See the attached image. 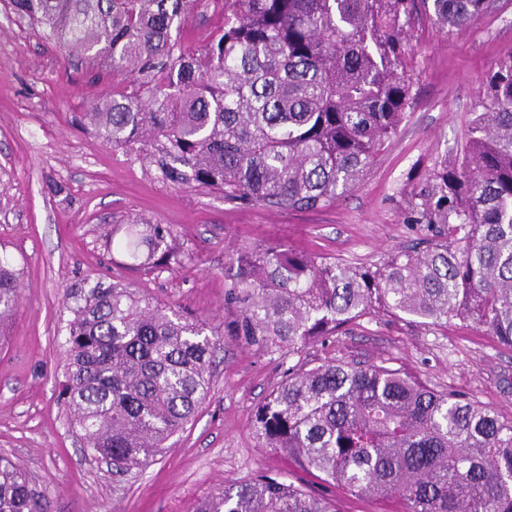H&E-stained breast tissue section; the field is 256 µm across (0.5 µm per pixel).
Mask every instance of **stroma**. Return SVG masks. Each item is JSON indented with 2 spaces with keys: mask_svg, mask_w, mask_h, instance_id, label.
Instances as JSON below:
<instances>
[{
  "mask_svg": "<svg viewBox=\"0 0 512 512\" xmlns=\"http://www.w3.org/2000/svg\"><path fill=\"white\" fill-rule=\"evenodd\" d=\"M413 45L417 105L359 186L315 211L276 212L166 179L141 152L81 127L78 115L125 91L126 81L68 56L0 0V257L21 290L1 331L0 457L26 472L47 512H193L261 472L293 477L338 512H404L400 499L348 496L261 446L254 412L295 365L382 364L512 416V348L473 325L425 326L386 313L292 352L261 351L224 333L229 258L239 247L372 266L426 235L425 225L410 223L407 198L459 152L486 71L512 49V0H494L453 36L430 23L416 28ZM130 219L169 226L174 257L157 268L125 266L107 236ZM118 282L207 319L222 336L193 421L155 461L120 474L85 451L61 397L72 309L82 292Z\"/></svg>",
  "mask_w": 512,
  "mask_h": 512,
  "instance_id": "obj_1",
  "label": "stroma"
}]
</instances>
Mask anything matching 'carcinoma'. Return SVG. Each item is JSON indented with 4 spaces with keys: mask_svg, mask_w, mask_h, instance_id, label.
<instances>
[{
    "mask_svg": "<svg viewBox=\"0 0 512 512\" xmlns=\"http://www.w3.org/2000/svg\"><path fill=\"white\" fill-rule=\"evenodd\" d=\"M224 2L200 48L189 14ZM68 54L129 80L84 122L166 177L282 211L318 209L355 188L413 108L411 36L477 21L490 0H9ZM428 235L371 269L281 247L230 259V335L295 350L387 312L485 329L512 347V50L490 66L459 158L408 198ZM131 269L170 256V231L112 230ZM20 292L0 258V327ZM64 395L85 447L126 469L170 447L210 393L219 341L209 323L127 285L72 309ZM262 445L352 497H400L406 512H512V418L383 365L288 370L253 417ZM0 512H46L26 473L0 457ZM195 512H336L291 479L262 474Z\"/></svg>",
    "mask_w": 512,
    "mask_h": 512,
    "instance_id": "1",
    "label": "carcinoma"
}]
</instances>
